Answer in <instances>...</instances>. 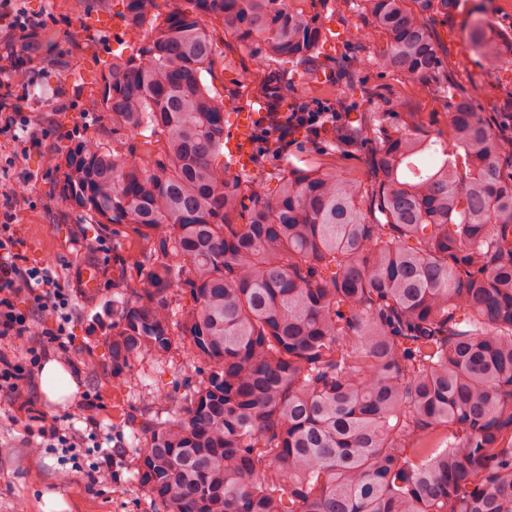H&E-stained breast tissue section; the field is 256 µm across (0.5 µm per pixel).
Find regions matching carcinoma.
I'll return each instance as SVG.
<instances>
[{
	"label": "carcinoma",
	"instance_id": "obj_1",
	"mask_svg": "<svg viewBox=\"0 0 512 512\" xmlns=\"http://www.w3.org/2000/svg\"><path fill=\"white\" fill-rule=\"evenodd\" d=\"M125 2L146 37L112 57L102 107L149 160L89 142L47 164L65 200L149 244L112 256L138 272L112 291V373L180 346L199 364L133 431L134 480L157 512H512V175L442 74L423 15L450 0H347L385 38L378 65L452 109L432 136L390 125L381 101L359 130L370 189L296 167L280 135L290 81L270 63L337 70L316 15L291 0ZM212 15L264 73L265 159L249 171L221 159L229 102L203 81ZM470 37L488 70L512 60L492 23ZM269 165L273 196L259 190Z\"/></svg>",
	"mask_w": 512,
	"mask_h": 512
}]
</instances>
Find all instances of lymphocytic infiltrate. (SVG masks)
Masks as SVG:
<instances>
[{
	"label": "lymphocytic infiltrate",
	"mask_w": 512,
	"mask_h": 512,
	"mask_svg": "<svg viewBox=\"0 0 512 512\" xmlns=\"http://www.w3.org/2000/svg\"><path fill=\"white\" fill-rule=\"evenodd\" d=\"M26 294L41 313L48 327L35 333L34 320L19 310L16 299ZM71 297L59 278L45 268L21 267L11 227L0 225V339L37 335L38 343L25 353L0 350V393L21 399L30 384L43 349L67 348V325Z\"/></svg>",
	"instance_id": "f902f5d3"
}]
</instances>
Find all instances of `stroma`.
I'll return each mask as SVG.
<instances>
[{
	"mask_svg": "<svg viewBox=\"0 0 512 512\" xmlns=\"http://www.w3.org/2000/svg\"><path fill=\"white\" fill-rule=\"evenodd\" d=\"M293 7L316 14L327 30L325 52L340 44L359 50L365 65L353 81L343 75L317 80L293 74L290 64L277 70L292 74L285 112H307L330 102L340 110L334 126L312 132L289 128V152L306 156L314 166L332 168L369 186L374 180L371 147L351 144L330 151L326 142L351 128L366 126L378 103L386 98L398 127L447 135L448 99L432 85L375 62L385 47L381 34L364 38L367 18L351 11L344 0H291ZM125 0H11L9 18L0 19V216L11 217L17 248L26 266L52 270L71 294L70 354L81 373L80 395L66 403H47L37 386L25 392L26 404L16 407L0 396V512H42L43 496L63 497L68 512H154V502L132 478V430L128 420L139 412L164 409L163 393L195 380L197 367L186 351H175L161 363H142L137 376L112 375L108 338L112 333V240L132 253L149 245L131 228L119 233L92 223L58 191L59 172L48 170L44 158L78 143H112V122L99 109L101 77L115 54L137 46L128 31ZM486 16L512 34V0H456L449 14H430L425 22L436 42L448 76L467 92L476 112L503 139L512 138V63L487 70L475 55L470 24ZM217 46L211 75L204 82L223 93L231 112L251 106L260 75L251 46L224 30L219 16L207 20ZM99 405L89 411L86 395ZM81 431L87 438L80 459L50 445L40 427ZM111 449L112 479L93 483L76 472L98 459V447Z\"/></svg>",
	"mask_w": 512,
	"mask_h": 512,
	"instance_id": "obj_1",
	"label": "stroma"
}]
</instances>
